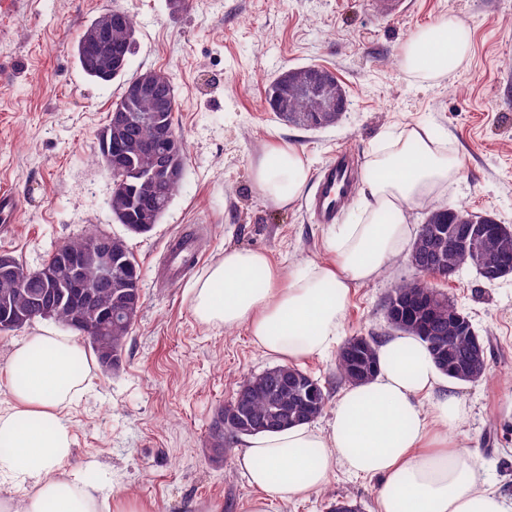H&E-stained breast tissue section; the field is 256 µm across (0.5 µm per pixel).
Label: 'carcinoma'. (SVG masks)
I'll return each mask as SVG.
<instances>
[{"mask_svg": "<svg viewBox=\"0 0 512 512\" xmlns=\"http://www.w3.org/2000/svg\"><path fill=\"white\" fill-rule=\"evenodd\" d=\"M124 22L112 28V40L90 48L86 45L89 31L98 22L107 17L102 13L96 17L78 37L75 45V57L82 72L91 80L99 83H110L126 75L127 66L120 65L112 60L114 50L122 47L126 55H131L135 44V20L126 10H121ZM343 92L336 76L329 70L321 68L314 71L309 66L291 68L279 74L268 86L266 102L269 110L275 116L295 127L314 131L336 124L339 114L336 112H315L313 107L316 101L323 97L336 98ZM178 102L175 93L160 94L155 97L143 98L137 102L126 99L121 94L119 100L113 105L112 111L124 109L128 112H155L163 114L166 125L175 130L174 112L177 111ZM157 138L156 128L148 123H134L128 127L123 142L125 151L135 159L136 166L126 169L120 174L112 175V194L108 205L112 215L118 223L127 218L128 188L139 174L141 169H149L153 160L149 156L139 154V147L145 142H152ZM182 178H171L161 182L146 192L147 198L159 196L170 203L177 194ZM164 212L151 209L149 203H144L135 212L138 234L151 232L163 217ZM456 222V217L446 213L441 208L430 211L428 218L413 242L410 256H415L425 250L428 245L432 229L441 224L444 227ZM104 234L87 233L65 244V248L80 252L84 255V277L91 283L98 282L99 250L96 242ZM122 266L126 268L125 277L114 280L109 284L96 289L97 307L105 311L115 307L117 293L128 290L134 294L141 293L140 281L134 272L139 270L128 249H123ZM481 264L480 254L477 252L463 254L448 248V238H443L438 249L431 255L430 264L424 267L423 274L447 278L450 271L456 272L465 266L475 267ZM29 268L15 263V272L10 279L0 277V310L9 308L24 309L39 304L45 295V284L37 276L27 275ZM389 303L405 302L413 306L424 307L434 304V311L422 318V323L416 327H408L398 319L387 320L388 328L406 332L417 336L425 346L434 361L436 368L450 379L459 382H474L481 379L487 372V357L479 358L469 356L471 337L467 331L456 326L448 328V318L459 312L456 304L442 293H432L430 289L422 287V282L413 280L397 284L387 298ZM134 327L132 322L118 321L105 327L99 336L88 340V343L101 366L107 361L117 364L122 357L128 337ZM372 346L369 353L358 360V365L365 371V375L354 379V366L344 360L343 354H338L337 371L341 379L350 384H361L369 381L377 372L378 342L370 337ZM441 354L448 359V363L465 364L468 375L450 374L441 368L436 355ZM309 395L308 407H300V396ZM235 398L243 400L248 405L250 419L257 423L252 429H242L235 423L236 406L230 402L219 407L209 427L206 439L207 448H229L239 438L266 431L258 424L268 422L277 417H288V421L281 424L279 429H286L301 424L295 419L303 411H308L311 418L319 416L326 405L327 394L320 382L310 374L299 368L284 364L270 368L260 374L249 378L240 386Z\"/></svg>", "mask_w": 512, "mask_h": 512, "instance_id": "1", "label": "carcinoma"}]
</instances>
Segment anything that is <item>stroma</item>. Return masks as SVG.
Masks as SVG:
<instances>
[{"label": "stroma", "instance_id": "stroma-1", "mask_svg": "<svg viewBox=\"0 0 512 512\" xmlns=\"http://www.w3.org/2000/svg\"><path fill=\"white\" fill-rule=\"evenodd\" d=\"M383 18L366 0H0V189L19 200L0 253L30 269L55 248L97 229L125 238L142 273V306L119 367L92 364L93 385L68 411L72 469L138 498L149 512H248L257 492L238 464L205 446L213 415L250 376L277 366L241 328H207L188 290L225 249L267 250L285 270L325 259L327 225L306 200H265L251 166L267 144L290 145L318 173L337 151L366 164L392 130L422 124L461 161L458 182L439 207L466 201L469 212L512 226V0H411ZM120 7L136 21L128 72H166L176 92L175 129L186 142L181 188L154 229L128 233L112 216V178L94 158L96 134L122 92L77 65L81 29ZM455 16L471 29L467 66L419 87L399 66L418 28ZM319 65L344 87L348 110L333 126L304 131L276 118L265 90L282 71ZM192 236L200 257L181 277L168 248ZM417 271L399 257L349 296L340 336H389L385 301ZM435 288L467 313L488 342V374L460 382L466 412L456 440L475 450L491 481L512 496V276L487 283L466 268ZM381 479L337 471L304 500L275 501L271 512H328L347 500L376 512Z\"/></svg>", "mask_w": 512, "mask_h": 512}]
</instances>
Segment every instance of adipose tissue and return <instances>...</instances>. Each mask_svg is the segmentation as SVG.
<instances>
[{"instance_id":"adipose-tissue-1","label":"adipose tissue","mask_w":512,"mask_h":512,"mask_svg":"<svg viewBox=\"0 0 512 512\" xmlns=\"http://www.w3.org/2000/svg\"><path fill=\"white\" fill-rule=\"evenodd\" d=\"M470 41L458 18L438 20L411 34L400 67L414 83H433L465 66ZM460 168L426 127L400 128L370 155L357 220L328 236V261L290 274L267 251L225 249L189 290L193 316L208 327L245 328L276 358L325 354L351 289L404 253L412 209L444 196ZM309 173L302 151L280 145L265 146L251 169L256 188L278 207L301 196ZM377 365L370 381L340 395L327 427L305 423L244 437L238 463L259 492L250 512L323 491L340 468L382 479L378 512H512V499L487 481L479 457L451 438L464 408L424 344L409 333L388 337ZM91 380L79 335L42 328L14 343L0 369L10 397L0 411V481L15 495L0 498V512H146L138 499L68 467L72 428L64 412Z\"/></svg>"}]
</instances>
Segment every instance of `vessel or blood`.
Masks as SVG:
<instances>
[{
    "label": "vessel or blood",
    "mask_w": 512,
    "mask_h": 512,
    "mask_svg": "<svg viewBox=\"0 0 512 512\" xmlns=\"http://www.w3.org/2000/svg\"><path fill=\"white\" fill-rule=\"evenodd\" d=\"M358 184L357 169L347 153H337L316 177L312 207L320 224L335 223L349 204Z\"/></svg>",
    "instance_id": "vessel-or-blood-1"
}]
</instances>
